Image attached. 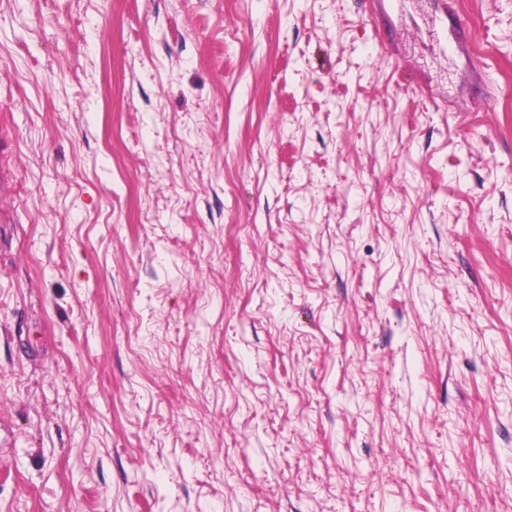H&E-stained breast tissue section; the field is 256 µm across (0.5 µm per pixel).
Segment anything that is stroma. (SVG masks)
<instances>
[{"instance_id": "stroma-1", "label": "stroma", "mask_w": 512, "mask_h": 512, "mask_svg": "<svg viewBox=\"0 0 512 512\" xmlns=\"http://www.w3.org/2000/svg\"><path fill=\"white\" fill-rule=\"evenodd\" d=\"M0 512H512V0H0Z\"/></svg>"}]
</instances>
